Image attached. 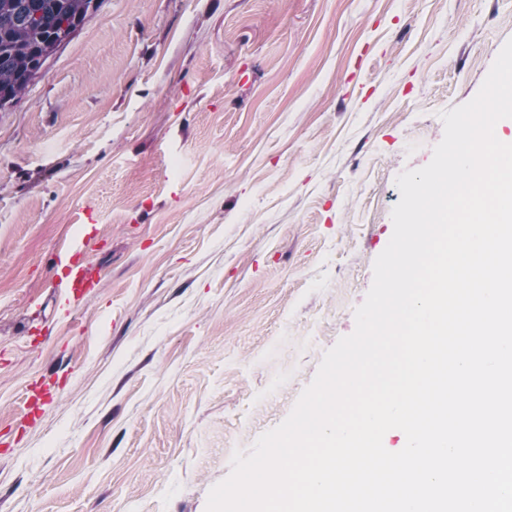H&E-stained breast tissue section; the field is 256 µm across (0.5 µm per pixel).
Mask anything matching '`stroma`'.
Masks as SVG:
<instances>
[{"label":"stroma","mask_w":512,"mask_h":512,"mask_svg":"<svg viewBox=\"0 0 512 512\" xmlns=\"http://www.w3.org/2000/svg\"><path fill=\"white\" fill-rule=\"evenodd\" d=\"M511 38L512 0H103L0 110V512H206ZM88 207L101 280L69 304ZM87 239L67 243L58 249L56 267L60 269V283L70 298L78 300L89 296L99 282L100 270L88 262Z\"/></svg>","instance_id":"35a3bbf8"}]
</instances>
